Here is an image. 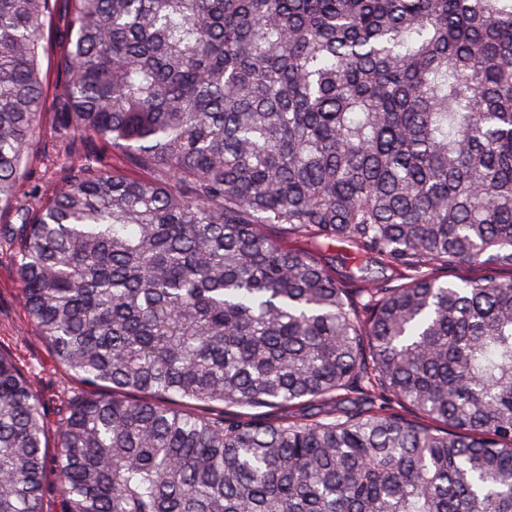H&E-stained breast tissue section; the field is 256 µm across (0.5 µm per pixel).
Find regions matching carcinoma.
Wrapping results in <instances>:
<instances>
[{"label":"carcinoma","instance_id":"carcinoma-1","mask_svg":"<svg viewBox=\"0 0 512 512\" xmlns=\"http://www.w3.org/2000/svg\"><path fill=\"white\" fill-rule=\"evenodd\" d=\"M58 2L60 136L149 174L74 164L0 226L90 390L59 420L60 512H512V0H0V210ZM345 244L350 279L381 259L402 284L353 298ZM357 381L383 405L257 413ZM49 462L0 351V512H44Z\"/></svg>","mask_w":512,"mask_h":512}]
</instances>
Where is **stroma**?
<instances>
[{"mask_svg": "<svg viewBox=\"0 0 512 512\" xmlns=\"http://www.w3.org/2000/svg\"><path fill=\"white\" fill-rule=\"evenodd\" d=\"M67 28L63 8H54L45 28L49 55L42 60L47 73L45 112L33 138L28 162L16 181L12 207L0 211L1 224H19V210L36 212L46 189L66 183L71 163L93 160L101 169H120L122 154L104 142L77 134L61 138L53 120L68 93V79L57 69L62 51L61 34ZM15 245L0 240V350L12 355L34 383L39 394L48 446H55L57 425L67 401L81 396L83 387L76 376L56 360L47 343L38 336L21 301L22 284L14 262Z\"/></svg>", "mask_w": 512, "mask_h": 512, "instance_id": "stroma-1", "label": "stroma"}]
</instances>
